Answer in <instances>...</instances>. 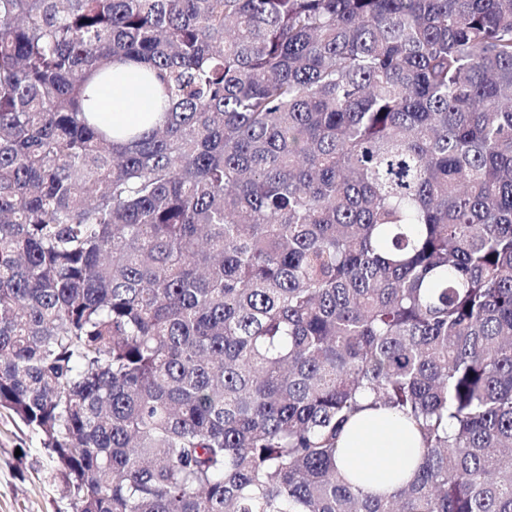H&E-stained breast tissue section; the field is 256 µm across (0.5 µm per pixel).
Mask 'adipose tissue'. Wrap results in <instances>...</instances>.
<instances>
[{
    "mask_svg": "<svg viewBox=\"0 0 512 512\" xmlns=\"http://www.w3.org/2000/svg\"><path fill=\"white\" fill-rule=\"evenodd\" d=\"M143 65L130 63L116 75L94 79L86 93L94 108L92 119L101 126L148 129L163 120L157 81L143 83ZM415 427L383 409L357 414L337 441L338 465L356 474L366 491H396L415 471L420 458Z\"/></svg>",
    "mask_w": 512,
    "mask_h": 512,
    "instance_id": "obj_1",
    "label": "adipose tissue"
}]
</instances>
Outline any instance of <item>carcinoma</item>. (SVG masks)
<instances>
[{"label":"carcinoma","instance_id":"cac0c4a2","mask_svg":"<svg viewBox=\"0 0 512 512\" xmlns=\"http://www.w3.org/2000/svg\"><path fill=\"white\" fill-rule=\"evenodd\" d=\"M0 409L74 512H512V0H0ZM151 78L142 82L143 75ZM159 84L145 66L130 63L122 66L117 74L95 78L87 87L86 95L96 112L91 120L101 126L119 129H149L163 121L159 105ZM343 474H356L366 491L392 493L413 474L420 458L418 431L383 409L353 417L337 441Z\"/></svg>","mask_w":512,"mask_h":512}]
</instances>
